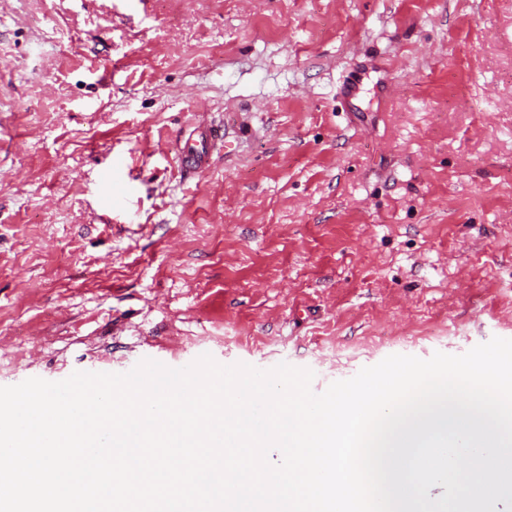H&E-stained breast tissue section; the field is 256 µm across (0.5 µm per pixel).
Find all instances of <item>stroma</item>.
Listing matches in <instances>:
<instances>
[{"label": "stroma", "mask_w": 512, "mask_h": 512, "mask_svg": "<svg viewBox=\"0 0 512 512\" xmlns=\"http://www.w3.org/2000/svg\"><path fill=\"white\" fill-rule=\"evenodd\" d=\"M494 337L512 0H0V386L157 352L319 394ZM210 133L204 131L201 133L199 140L188 143L180 151V161L182 166L192 172H200L205 170L209 163V153L207 144Z\"/></svg>", "instance_id": "stroma-1"}]
</instances>
